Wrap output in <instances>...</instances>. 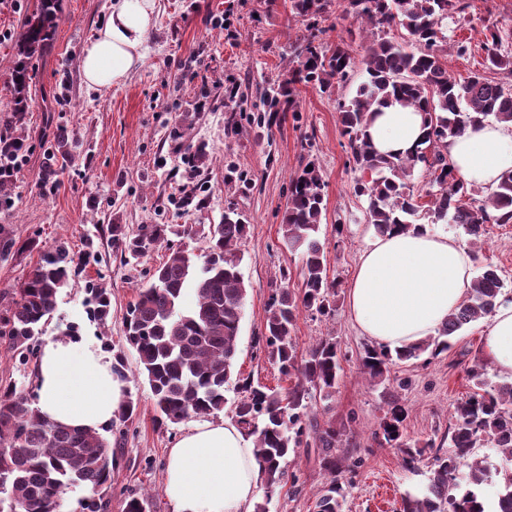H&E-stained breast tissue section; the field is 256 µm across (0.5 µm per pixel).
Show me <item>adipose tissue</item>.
<instances>
[{"label": "adipose tissue", "mask_w": 512, "mask_h": 512, "mask_svg": "<svg viewBox=\"0 0 512 512\" xmlns=\"http://www.w3.org/2000/svg\"><path fill=\"white\" fill-rule=\"evenodd\" d=\"M158 0H110L106 18L84 50L87 90L105 92L125 80L146 57ZM422 113L384 108L367 134L379 153L412 150L423 130ZM455 173L494 188L512 170V125L487 122L448 143ZM471 257L454 238L424 227L369 240L348 290L350 317L361 335L389 351L437 335L466 296ZM485 361L512 377V302L503 303L482 331ZM113 357L88 338L47 340L34 378V406L50 420L102 432L126 396L112 371ZM260 467L252 437L235 423L203 422L172 443L164 492L173 512H252Z\"/></svg>", "instance_id": "1"}]
</instances>
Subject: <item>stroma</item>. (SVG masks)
I'll return each mask as SVG.
<instances>
[{"instance_id": "stroma-1", "label": "stroma", "mask_w": 512, "mask_h": 512, "mask_svg": "<svg viewBox=\"0 0 512 512\" xmlns=\"http://www.w3.org/2000/svg\"><path fill=\"white\" fill-rule=\"evenodd\" d=\"M38 0H0V120L11 107L5 84L15 60V35ZM466 22L454 37L470 39L471 55L448 56V73L457 80L479 70L480 45L487 29L512 34V0H471ZM108 0H61V21L52 51L34 62L32 101L22 126L28 151L11 189L14 204L0 208V227L17 244L0 251V293L20 282L42 252L62 244L73 253L74 270L58 296L57 307L35 336V348L70 330L94 337L125 362L127 398L135 411L112 474L110 512H122L130 493L148 496L150 512H172L164 493L167 452L192 419L158 425L150 388L139 372L137 354L124 339L129 303L150 281L167 256L158 248L140 262L121 263L112 248L111 225L183 224L190 230L180 245L203 259L209 225L225 211L241 213L250 232L240 243V265L247 294L238 336L234 375L287 390L261 352L257 338L265 327L269 298L280 273H292L300 288L301 259L281 240L280 224L291 179L304 153H312L327 184L320 239L329 274L336 280L331 315L300 313L295 340L307 351L331 337L344 360L333 400L319 404L318 422L343 427L342 445L355 462L342 475L349 488L342 512H399L401 498L424 490L425 464L406 468L396 448L374 442L384 415V386L369 382L359 361L368 344L351 320L347 293L358 258L375 230L364 221L366 201L353 191L358 174L347 165L337 97H352L364 73H356L338 95L298 85L297 111L279 113L274 125L261 123L262 98L277 82L285 58L305 33L290 12V0H158L156 25L144 65L110 90L94 94L82 82L81 59L107 12ZM55 102L46 113L44 105ZM73 139L74 164L60 183L43 180V158L58 129ZM192 140L208 155L204 165L188 167L183 144ZM193 182L206 206L184 205L181 186ZM472 267L497 266L504 291L512 296V223L488 225L485 243L472 253ZM111 293L105 319L90 316L89 285ZM479 325L459 332L447 352L428 361L392 367L398 395L408 411L403 437L409 444L434 441L436 453L448 449L454 405L471 384L466 369L482 358ZM286 476L270 494H259L268 512H313L328 479L316 449L289 455ZM302 484L293 487L292 475Z\"/></svg>"}]
</instances>
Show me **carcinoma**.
I'll return each instance as SVG.
<instances>
[{"mask_svg":"<svg viewBox=\"0 0 512 512\" xmlns=\"http://www.w3.org/2000/svg\"><path fill=\"white\" fill-rule=\"evenodd\" d=\"M353 18L367 33L359 55L341 40L320 38L325 30L315 21L329 16L332 7ZM469 0H291L294 17L310 21L303 43L294 49L290 67L266 94L269 112L296 111V85H312L322 93L347 83L357 69L366 79L349 99L337 103L342 136L347 139L348 166L370 175L355 183L354 192L366 197L364 220L378 234L407 229L425 216L428 224H459L469 243L482 242L491 222H512V171L501 175L495 188L479 204H472L477 189L453 172L448 160V141L491 119L512 124V50L504 48L498 29L485 34L480 48L483 70L460 82L448 75V49L464 56L471 42L451 39L444 33L448 17L466 19ZM61 17V0H39L23 19L16 34V60L7 81L13 115L6 128L21 125L31 104L35 77L32 61L49 49ZM400 26L402 41L383 36ZM396 101L427 115L425 131L412 152L381 156L365 131L379 107ZM25 148V136L0 133V206L12 204L9 192L15 163ZM72 140L59 130L51 145L46 177L52 180L72 162ZM422 170L428 180L416 187L412 177ZM327 183L320 169L307 157L290 182L280 224L284 245L300 253L302 286L288 288V271L281 272L282 286L275 289L266 310L263 352L279 372L291 380L283 394L244 380V398L235 406V422L255 437L261 477L269 489L281 483L283 463L300 448L319 450L329 481L318 497L315 512H342L346 497L338 476L345 465L336 455L342 432L334 423L321 425L312 414L313 402L329 401L344 354L336 342L321 339L302 356L294 338L300 310L327 316L333 311L336 282L328 273L320 230ZM507 210L492 219L490 211ZM249 225L237 213L209 225L208 254L203 264L194 255L170 247V237L189 232L180 224H145L128 232L112 225V247L128 264L165 244L167 259L151 276L148 287L138 292L127 310L126 342L135 349L140 374L153 394L158 423H178L193 415H211L224 409V385L234 374L237 337L245 299L238 245ZM73 257L62 246L48 248L23 281L0 295V343L15 350H30L29 341L42 331L56 309L57 296L67 285ZM193 284L196 303L180 311L184 289ZM95 313L105 317L110 292L90 289ZM502 302V282L496 268L488 266L470 285L459 306L448 313L439 332L443 340L424 339L390 353L374 346L365 348L361 365L378 384L389 379L393 362L436 357L451 348V338L464 327L494 313ZM473 391L453 409L450 450L434 458L427 492L402 498L401 512H486L483 485L501 475L496 512H512V470L500 471L474 449L488 445L512 458V382L492 385L486 380V364L467 368ZM34 395L8 385L0 388V512H58L63 495L72 487L90 489L81 500L82 512H107L112 473L121 464L120 442L111 443L96 432L54 423L32 407ZM386 411L374 437L399 449L403 463L413 467L422 461V447L402 440L407 411L399 397L390 394Z\"/></svg>","mask_w":512,"mask_h":512,"instance_id":"cac0c4a2","label":"carcinoma"}]
</instances>
